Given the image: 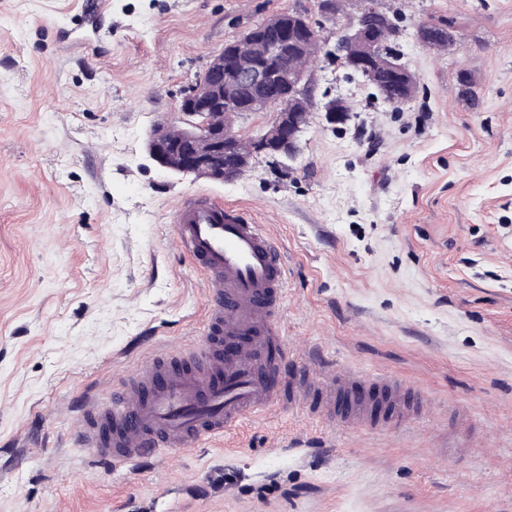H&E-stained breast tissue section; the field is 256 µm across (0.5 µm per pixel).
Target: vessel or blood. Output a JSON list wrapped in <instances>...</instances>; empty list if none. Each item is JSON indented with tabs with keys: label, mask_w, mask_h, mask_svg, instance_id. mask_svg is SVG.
<instances>
[{
	"label": "vessel or blood",
	"mask_w": 512,
	"mask_h": 512,
	"mask_svg": "<svg viewBox=\"0 0 512 512\" xmlns=\"http://www.w3.org/2000/svg\"><path fill=\"white\" fill-rule=\"evenodd\" d=\"M173 223L179 246L206 273V334L191 352L141 362L113 387L111 406L85 402L84 448L117 471L221 439L244 418L284 405L376 433L419 410L410 384L368 381L350 368L319 377L303 371L280 387L267 356L281 342L275 324L286 284L276 239L241 209L205 197L186 200Z\"/></svg>",
	"instance_id": "obj_1"
}]
</instances>
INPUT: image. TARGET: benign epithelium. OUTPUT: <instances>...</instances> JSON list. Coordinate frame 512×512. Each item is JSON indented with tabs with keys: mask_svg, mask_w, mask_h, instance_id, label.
Listing matches in <instances>:
<instances>
[{
	"mask_svg": "<svg viewBox=\"0 0 512 512\" xmlns=\"http://www.w3.org/2000/svg\"><path fill=\"white\" fill-rule=\"evenodd\" d=\"M323 18L349 16L348 23L333 33L341 47L337 61L367 80L378 70L392 74L393 82L380 89L379 96L395 105L417 85L415 74L396 54L384 51L380 33L391 32L390 16L378 7V0H318ZM419 42L443 49L453 42L449 27L423 24L417 30ZM245 39L255 59L243 61L237 47L230 45L214 55L207 67L184 91L173 125H159L152 131L150 156L164 170L212 182L239 178L249 167L251 152L241 144L231 116L242 109L237 91L245 85L260 91L250 104L252 112H271L273 119L254 142L253 149L288 160L299 151V134L313 111L325 113L328 121L342 123L351 117V105L341 97H317L311 74L295 67L275 70L285 55L317 52L323 43L322 27L304 16L283 13L272 23L253 28Z\"/></svg>",
	"mask_w": 512,
	"mask_h": 512,
	"instance_id": "obj_1",
	"label": "benign epithelium"
}]
</instances>
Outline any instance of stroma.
<instances>
[{
    "label": "stroma",
    "mask_w": 512,
    "mask_h": 512,
    "mask_svg": "<svg viewBox=\"0 0 512 512\" xmlns=\"http://www.w3.org/2000/svg\"><path fill=\"white\" fill-rule=\"evenodd\" d=\"M107 2L0 0V512H512V0H379L413 97L319 58L351 120L310 113L296 159L253 154L224 184L166 172L150 133L226 44L322 21L316 0ZM441 18L453 45L422 46ZM197 194L285 254L280 383L314 352L411 381L423 409L375 434L276 408L135 471L84 449L85 398L204 333L172 223Z\"/></svg>",
    "instance_id": "1"
}]
</instances>
